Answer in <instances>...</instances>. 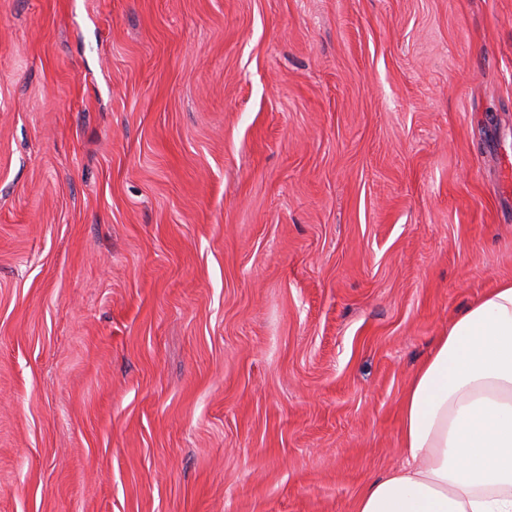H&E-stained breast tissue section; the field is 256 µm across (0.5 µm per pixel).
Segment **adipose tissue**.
<instances>
[{"instance_id":"1","label":"adipose tissue","mask_w":512,"mask_h":512,"mask_svg":"<svg viewBox=\"0 0 512 512\" xmlns=\"http://www.w3.org/2000/svg\"><path fill=\"white\" fill-rule=\"evenodd\" d=\"M405 461L353 512H512V281L453 317L401 401Z\"/></svg>"}]
</instances>
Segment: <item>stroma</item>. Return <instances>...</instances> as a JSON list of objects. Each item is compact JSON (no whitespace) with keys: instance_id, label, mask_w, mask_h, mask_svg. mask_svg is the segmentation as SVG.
Segmentation results:
<instances>
[{"instance_id":"35a3bbf8","label":"stroma","mask_w":512,"mask_h":512,"mask_svg":"<svg viewBox=\"0 0 512 512\" xmlns=\"http://www.w3.org/2000/svg\"><path fill=\"white\" fill-rule=\"evenodd\" d=\"M512 280V0H0V512H352Z\"/></svg>"}]
</instances>
